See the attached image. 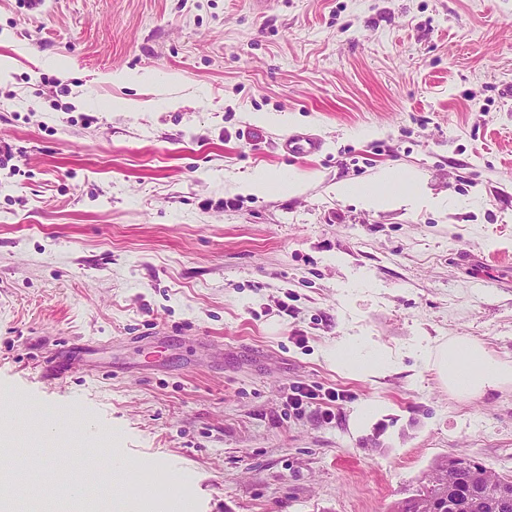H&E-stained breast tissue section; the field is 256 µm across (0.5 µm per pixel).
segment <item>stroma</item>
<instances>
[{
    "label": "stroma",
    "mask_w": 512,
    "mask_h": 512,
    "mask_svg": "<svg viewBox=\"0 0 512 512\" xmlns=\"http://www.w3.org/2000/svg\"><path fill=\"white\" fill-rule=\"evenodd\" d=\"M1 60L0 392L66 418L57 443L12 419L28 512H62L47 458L118 512L86 428L161 475L148 512H389L452 454L512 472V386L461 400L411 354L512 361V0H0ZM387 167L444 207L337 199ZM259 171L305 188L245 192ZM342 336L401 370L341 375ZM297 381L345 392L332 423ZM282 151L291 156H311L322 149V142L318 138L306 135H291L281 143Z\"/></svg>",
    "instance_id": "35a3bbf8"
}]
</instances>
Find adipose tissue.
Here are the masks:
<instances>
[{"label":"adipose tissue","instance_id":"ef3b65f1","mask_svg":"<svg viewBox=\"0 0 512 512\" xmlns=\"http://www.w3.org/2000/svg\"><path fill=\"white\" fill-rule=\"evenodd\" d=\"M415 180V175L389 168L380 173L374 186L354 181L337 183L336 195L379 209L398 199L403 184ZM414 351L455 397L475 399L512 384V363L499 359L477 340L452 336L438 343L417 344ZM324 356L338 372L358 378L384 377L398 366L394 352L363 336L340 337Z\"/></svg>","mask_w":512,"mask_h":512}]
</instances>
